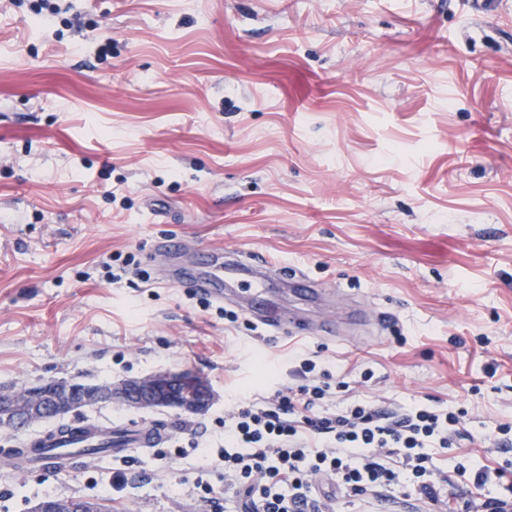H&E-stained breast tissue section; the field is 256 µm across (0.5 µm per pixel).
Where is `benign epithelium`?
<instances>
[{
    "label": "benign epithelium",
    "instance_id": "obj_1",
    "mask_svg": "<svg viewBox=\"0 0 512 512\" xmlns=\"http://www.w3.org/2000/svg\"><path fill=\"white\" fill-rule=\"evenodd\" d=\"M212 394L185 373L155 372L118 383L84 385L73 380L65 386L31 387L26 391L0 389V430L13 431L64 416L96 403L125 404L140 410L163 407L191 413L206 411ZM30 512H93L83 498L45 497L30 506Z\"/></svg>",
    "mask_w": 512,
    "mask_h": 512
}]
</instances>
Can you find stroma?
Listing matches in <instances>:
<instances>
[{
    "label": "stroma",
    "instance_id": "stroma-1",
    "mask_svg": "<svg viewBox=\"0 0 512 512\" xmlns=\"http://www.w3.org/2000/svg\"><path fill=\"white\" fill-rule=\"evenodd\" d=\"M69 3L43 22L0 5V387L177 371L215 399L67 416L168 440L1 469L0 512H224L185 494L209 464L190 443L220 446L236 396L292 384L298 350L342 382L337 406L462 412L442 467H512L494 441L512 426V0ZM163 238L306 273L324 305L275 301L335 337L225 321L165 278ZM86 499L45 497L30 506V512H93ZM95 512V511H94Z\"/></svg>",
    "mask_w": 512,
    "mask_h": 512
}]
</instances>
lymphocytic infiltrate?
<instances>
[{"label":"lymphocytic infiltrate","mask_w":512,"mask_h":512,"mask_svg":"<svg viewBox=\"0 0 512 512\" xmlns=\"http://www.w3.org/2000/svg\"><path fill=\"white\" fill-rule=\"evenodd\" d=\"M296 386L239 400L224 414V446L212 464L224 482V512H353L410 490L427 512H446L448 473L436 452L460 435L459 414L425 403L389 410L368 400L329 402L330 370L292 354Z\"/></svg>","instance_id":"1"}]
</instances>
